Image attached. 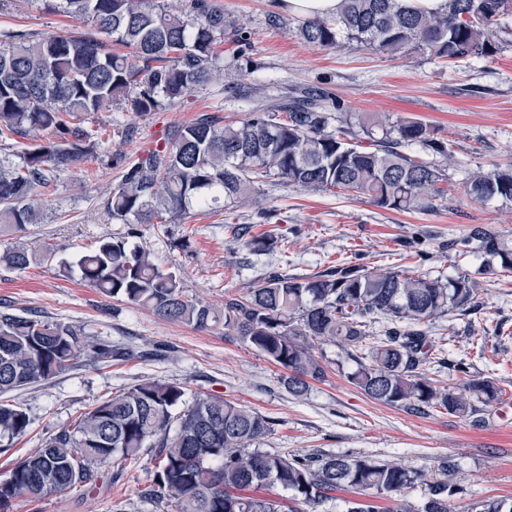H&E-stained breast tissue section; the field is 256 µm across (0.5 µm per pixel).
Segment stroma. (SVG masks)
Segmentation results:
<instances>
[{
	"label": "stroma",
	"instance_id": "35a3bbf8",
	"mask_svg": "<svg viewBox=\"0 0 512 512\" xmlns=\"http://www.w3.org/2000/svg\"><path fill=\"white\" fill-rule=\"evenodd\" d=\"M224 13L244 26L247 39L225 37L217 52L236 62L237 87L213 81L194 88L163 112L134 114L124 106L81 120L98 133L93 152L69 170L54 173L38 189L42 219L31 232L56 251L55 260L15 270L0 265V311L68 324L83 339L132 350L133 359L99 363L81 353L54 377L13 392L30 419L26 435L0 450V480L46 438L100 401L145 379L180 383L188 396H219L268 417L273 431L261 449L306 455L353 453L424 470L428 481L460 490V512L489 499H512V412L485 407L475 418L433 409L424 414L368 398L347 374L353 364L335 345L322 349L326 377L297 398L283 384L284 370L250 344L224 333L223 325L198 330L157 318L125 299L107 297L81 278L74 264L102 238L131 234L159 267L177 273L185 299L223 309L225 297L243 295L254 281L280 269L294 276L324 272L342 263L409 269L442 279L469 275L478 284L475 309L438 318L430 331L445 350L434 373L442 386L467 377L496 379L512 402V273L483 270L464 240L482 227L512 241V203L470 201V171L512 163V42L495 56L441 64L421 52L387 57L343 45L322 50L297 34L300 18L276 14L272 0H219ZM278 23H270L271 15ZM92 22L45 0H0V33L36 36L91 31ZM324 92L339 118L416 119L434 138L455 143L456 162L446 164V195L430 211L380 208L362 196L314 192L279 179L261 183L251 203L202 209L183 224H140L128 229L105 212L126 168L163 144L169 132L199 115L224 123L247 119L258 106ZM273 235L282 248L254 255L244 237ZM464 361L466 371L457 370ZM451 458L454 470L439 462ZM155 461H108L92 468L83 487L37 500L16 499L6 512H174L139 492L152 479Z\"/></svg>",
	"mask_w": 512,
	"mask_h": 512
}]
</instances>
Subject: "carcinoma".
Segmentation results:
<instances>
[{"label": "carcinoma", "instance_id": "1", "mask_svg": "<svg viewBox=\"0 0 512 512\" xmlns=\"http://www.w3.org/2000/svg\"><path fill=\"white\" fill-rule=\"evenodd\" d=\"M63 0L65 12L91 19L98 32L129 49L120 54L93 35L36 38L0 35V138L49 131L21 156L0 163V237L26 236L38 223V186L93 151L94 133L76 120L123 104L135 114L160 112L195 87L224 76L216 47L224 33L243 31L214 0ZM512 0H448L440 13L407 0H340L332 17H306L298 35L323 49L340 38L376 54L412 50L440 63L494 56L501 17ZM332 116L313 96L290 98L250 113L240 124L220 125L203 114L177 127L164 146L127 167L106 209L125 224L179 223L195 208L246 201L255 184L276 178L303 190H334L368 197L389 210L426 211L441 196L444 170L409 151L416 145L446 159L453 143L431 136L415 120L331 126ZM473 202L512 201V164L471 172L464 188ZM498 260L512 273V243L481 227L464 246ZM254 253L278 251L279 239L245 241ZM53 259L47 246L16 245L0 263L22 270L33 259ZM81 278L110 297H122L156 317L204 330L224 329L285 370L296 397L325 378L315 344L347 351L356 369L352 384L369 398L410 412L440 408L471 417L500 400L492 378L441 387L428 377L442 350L429 323L474 307L477 283L468 275L443 280L390 268L342 265L316 276L272 272L245 294L224 300V311L184 299L173 271L160 269L126 236L98 241L77 260ZM83 350L75 327L37 317L0 314V396L49 379L71 367ZM185 388L142 381L107 398L18 462L0 481V506L38 499L83 485L90 468L114 457L138 459L146 447L158 466L146 495L176 512H301L298 503L321 505L338 491L359 497L346 512H406L397 497L422 482L423 473L398 462L353 454L300 456L253 444L273 430L262 414L221 397L199 396L184 410ZM29 418L18 404L0 400V445L23 435ZM291 493L286 503L269 493ZM459 489L429 485L421 512H452ZM390 505H385V502ZM471 512H512L503 500H486Z\"/></svg>", "mask_w": 512, "mask_h": 512}]
</instances>
